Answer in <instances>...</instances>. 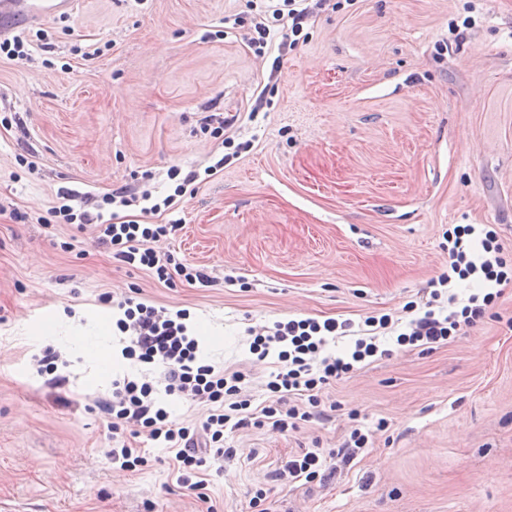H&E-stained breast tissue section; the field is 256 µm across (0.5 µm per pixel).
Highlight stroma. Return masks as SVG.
I'll use <instances>...</instances> for the list:
<instances>
[{
  "label": "stroma",
  "instance_id": "35a3bbf8",
  "mask_svg": "<svg viewBox=\"0 0 512 512\" xmlns=\"http://www.w3.org/2000/svg\"><path fill=\"white\" fill-rule=\"evenodd\" d=\"M249 0H75L26 27L30 60L0 59V512H512V286L491 318L320 393L330 418L296 431L224 435L234 457L178 483L176 451L127 437L147 466L112 460L99 404L124 377V298L187 310L200 357L245 373L253 407L276 355L251 330L312 317L401 316L448 268L458 224H490L512 255V0H356L329 5L303 41L257 58L235 27ZM49 50H42V43ZM225 136L252 148L150 224L181 220L159 251L212 277L158 282L98 248L92 229L43 224L57 192L130 185L173 194L171 168L214 164ZM55 376L38 373L45 347ZM374 432L326 483L269 481L289 455ZM384 430H376L378 421Z\"/></svg>",
  "mask_w": 512,
  "mask_h": 512
}]
</instances>
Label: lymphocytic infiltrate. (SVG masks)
I'll return each instance as SVG.
<instances>
[{"label":"lymphocytic infiltrate","mask_w":512,"mask_h":512,"mask_svg":"<svg viewBox=\"0 0 512 512\" xmlns=\"http://www.w3.org/2000/svg\"><path fill=\"white\" fill-rule=\"evenodd\" d=\"M326 0H275L251 19L246 34L247 44L256 55H263L271 35V24L282 27L281 52H288L296 44L295 38L303 25L322 10ZM223 162L208 166L205 172L189 171L173 195L162 202L152 199L150 190H136L123 185L94 201L92 195L63 188L58 192L60 203L52 207L51 214L60 224H79L92 227L96 243L112 254L113 258L127 265L147 267L160 282L170 283L180 276L191 282L208 283L207 272L185 266L173 254L158 253L154 245L162 238L176 234L180 221L166 224H142L128 219L116 222L105 218L107 205L140 206L142 214L154 215L164 209H174L178 196L184 195L188 185L201 175H213L223 169ZM444 251L448 254V269L430 279V298L423 304L408 303L411 318L405 332H397L398 345H410L424 350L450 343L461 331L472 328L486 318L495 305L498 287L512 285V260L507 259L496 230H477L472 224H459L445 235ZM480 276L484 294L470 295L461 310L450 313L439 311L440 290L452 279L462 281ZM186 311L169 314L167 309L143 302L125 307L124 316L117 326L129 336L123 353L144 363H160L164 367V393L169 397L188 398L209 404L208 416L195 427L173 424L166 409L158 407L154 388L149 383L131 380L113 381L112 398L104 406L112 417L111 429L119 434L132 430L133 434H147L150 440L159 441L175 449L176 459L184 471L181 483L201 489V482L193 481L208 463L210 456L232 457L233 449L224 445L226 430H239L249 425H272L279 431L298 429L301 422L326 419L321 408L320 391L354 370L355 363L376 355L392 357V350H380L375 342L355 338L350 358L326 353L330 341L352 336L353 320L327 318L291 319L275 322L265 333L256 335L250 344L251 352L268 356L277 351L280 367L271 373L267 388L270 397L260 412H251V402L243 398L241 385L245 380L241 372L223 374L209 364L201 363L197 352L199 342L189 336L185 323ZM295 396L306 397L307 409L292 404ZM368 436L361 426H354L350 436L339 448L327 451L307 448L289 457L282 469L273 474L274 480L290 478L295 481L325 482L334 477L337 469L349 465L366 448Z\"/></svg>","instance_id":"1"}]
</instances>
